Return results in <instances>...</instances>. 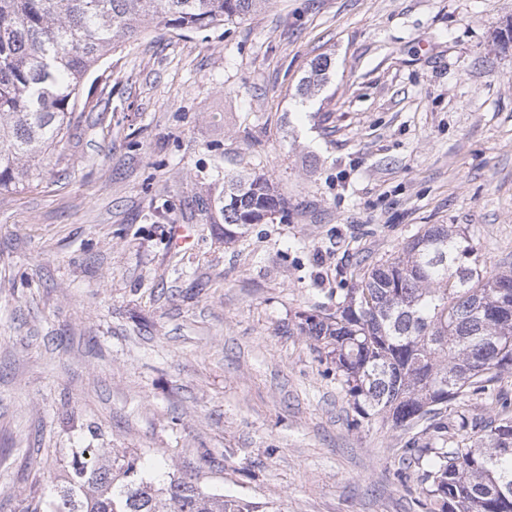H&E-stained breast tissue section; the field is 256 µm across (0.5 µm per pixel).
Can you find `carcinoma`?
<instances>
[{
	"instance_id": "carcinoma-1",
	"label": "carcinoma",
	"mask_w": 512,
	"mask_h": 512,
	"mask_svg": "<svg viewBox=\"0 0 512 512\" xmlns=\"http://www.w3.org/2000/svg\"><path fill=\"white\" fill-rule=\"evenodd\" d=\"M267 0H0V194L43 175L69 134L85 76L148 21L205 30L243 18ZM316 57L300 87L328 80ZM215 219L232 242L281 211L258 174L224 177ZM296 327L336 365L363 420L381 418L405 436L397 477L414 468L430 512H512V399L494 392L512 373V267L486 272L466 231L425 224L393 257L341 289L336 308L300 312ZM495 403L475 418L455 409L473 397ZM25 512H255L239 499L181 477L144 474L129 453L100 458L75 448L62 484Z\"/></svg>"
}]
</instances>
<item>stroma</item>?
Wrapping results in <instances>:
<instances>
[{
	"label": "stroma",
	"mask_w": 512,
	"mask_h": 512,
	"mask_svg": "<svg viewBox=\"0 0 512 512\" xmlns=\"http://www.w3.org/2000/svg\"><path fill=\"white\" fill-rule=\"evenodd\" d=\"M512 0H269L148 24L85 79L41 181L0 195V512L74 448L137 454L256 512H427L295 315L425 224L512 264ZM328 82L298 93L310 64ZM285 213L234 243L219 176ZM182 246H174L175 235ZM331 64V58L326 55L318 56L312 61L309 75L303 79L299 87L302 96L309 97L316 89L319 90L324 86L328 80Z\"/></svg>",
	"instance_id": "stroma-1"
}]
</instances>
